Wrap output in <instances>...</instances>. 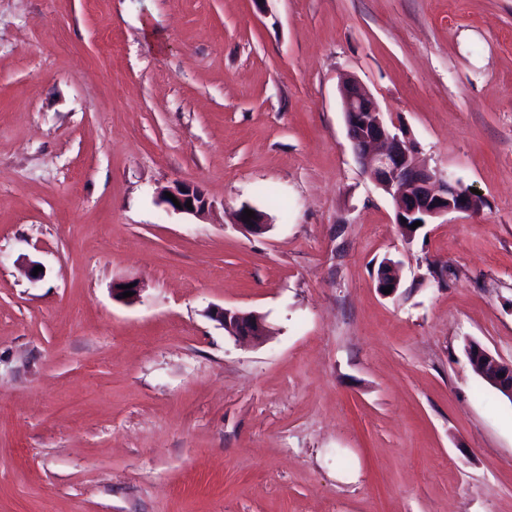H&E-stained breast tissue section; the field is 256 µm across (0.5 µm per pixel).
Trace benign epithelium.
Returning a JSON list of instances; mask_svg holds the SVG:
<instances>
[{
  "mask_svg": "<svg viewBox=\"0 0 512 512\" xmlns=\"http://www.w3.org/2000/svg\"><path fill=\"white\" fill-rule=\"evenodd\" d=\"M340 94L347 136L358 162L373 176L377 185L395 205V223L407 238L416 230L413 223L433 224L449 213H470L478 208V200L458 183L442 178L420 157L415 143L393 130L376 100L364 91L357 80L342 81ZM171 193L180 206L165 196ZM162 204L176 213L199 215L209 203L198 188L190 183L175 182L159 191ZM192 208H187L186 203ZM244 208L236 213L237 224L246 231L260 234L269 228L266 219L257 216L242 220ZM406 222H401V219ZM400 277L397 265L385 262L377 275V288L392 287L397 291ZM206 315L224 329L228 336L241 341H258L269 333L265 316L257 312L210 306ZM469 362L478 375L512 401V362L497 359L479 343L466 350Z\"/></svg>",
  "mask_w": 512,
  "mask_h": 512,
  "instance_id": "1",
  "label": "benign epithelium"
}]
</instances>
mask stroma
Wrapping results in <instances>:
<instances>
[{"label":"stroma","mask_w":512,"mask_h":512,"mask_svg":"<svg viewBox=\"0 0 512 512\" xmlns=\"http://www.w3.org/2000/svg\"><path fill=\"white\" fill-rule=\"evenodd\" d=\"M347 74L477 213L403 235ZM472 341L512 361V0H0V512H512ZM165 192H170L180 203L182 209L176 207L172 200L165 196ZM162 196V204L166 206L168 210H172L176 213H184L190 215H199L208 209L209 203L205 196L198 190L196 186L186 182H175L171 186L161 189L158 193V199ZM188 200H191L193 210H189L186 207ZM206 315L221 326L228 336L238 341H258L270 332L265 316L257 312L212 305Z\"/></svg>","instance_id":"obj_1"}]
</instances>
